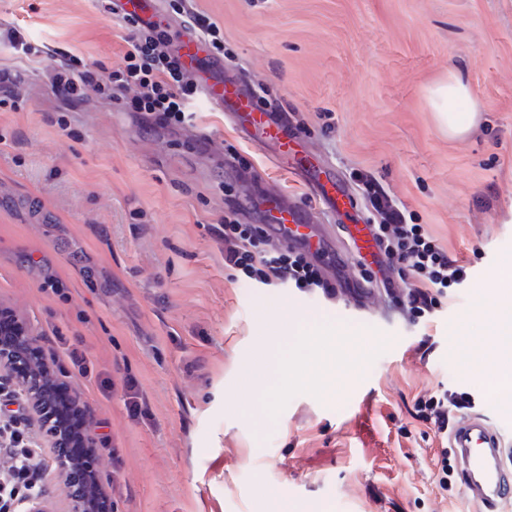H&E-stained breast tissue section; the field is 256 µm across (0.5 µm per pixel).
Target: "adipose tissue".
<instances>
[{
  "mask_svg": "<svg viewBox=\"0 0 512 512\" xmlns=\"http://www.w3.org/2000/svg\"><path fill=\"white\" fill-rule=\"evenodd\" d=\"M434 109L440 124L447 128L449 137L455 138L467 133L475 124L481 104L469 85L456 72H449L447 83L441 84L433 92ZM494 343L486 352L485 364H495L502 353L512 351V295H500L494 314L487 324ZM303 346L307 352L303 367L306 372L315 374L325 384L327 397H334L341 383L342 373L337 365V357L347 350L359 347L354 330L331 323H320L304 334Z\"/></svg>",
  "mask_w": 512,
  "mask_h": 512,
  "instance_id": "ef3b65f1",
  "label": "adipose tissue"
}]
</instances>
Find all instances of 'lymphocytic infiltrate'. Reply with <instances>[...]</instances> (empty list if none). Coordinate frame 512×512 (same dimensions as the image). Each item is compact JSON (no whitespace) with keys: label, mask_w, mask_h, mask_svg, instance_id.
I'll return each mask as SVG.
<instances>
[{"label":"lymphocytic infiltrate","mask_w":512,"mask_h":512,"mask_svg":"<svg viewBox=\"0 0 512 512\" xmlns=\"http://www.w3.org/2000/svg\"><path fill=\"white\" fill-rule=\"evenodd\" d=\"M125 22L133 32L127 40L123 67L103 77L89 68L75 70L67 61L50 72L51 86L56 95L70 101L81 99L87 86H97L108 99L146 117L156 129L179 134L192 120L191 105L198 85L154 26L132 15L126 16ZM132 87L138 93L130 98L126 92ZM364 191L380 217L372 232L382 255L377 266H363L365 283L399 277L406 289L390 293V302L414 320L431 321L442 297L451 295L453 288L467 279L466 267L449 257L423 225L408 223L401 208L378 184L365 181ZM227 208V214L209 227L222 246L225 266L267 287H294L328 300L338 299L335 279L315 257L275 243L265 225L240 223L237 215L244 206L237 198H229ZM66 361L87 373L86 359L76 347H64L62 353L49 357L32 347L9 376L0 379V512H28L29 500L42 493L51 468L32 428L30 401L21 387L22 380L36 375L45 386L52 427L68 442L77 475L91 487L90 512H111L113 508L92 466L98 451L110 449L112 438L105 433L90 434L84 410L68 385L52 376V367ZM471 407L468 393L452 389L421 397L414 405L416 417L441 433L449 432Z\"/></svg>","instance_id":"f902f5d3"}]
</instances>
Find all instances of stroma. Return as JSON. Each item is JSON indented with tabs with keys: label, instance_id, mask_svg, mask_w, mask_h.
Here are the masks:
<instances>
[{
	"label": "stroma",
	"instance_id": "1",
	"mask_svg": "<svg viewBox=\"0 0 512 512\" xmlns=\"http://www.w3.org/2000/svg\"><path fill=\"white\" fill-rule=\"evenodd\" d=\"M224 41L221 64L261 105L283 107L321 169L351 194L354 221L377 216L362 176L394 198L467 266L470 278L429 323L372 314L295 288L236 279L208 226L226 194L274 183L316 208L314 186L245 140L195 99L192 127L156 132L87 88L53 93L60 51L98 71L123 62L131 34L101 0H0V68L20 71V111H0V306L43 350L55 332L90 373L65 379L114 452L96 471L116 512H483L458 476L439 485L448 439L413 414L448 388L482 397L512 446L489 345L494 293L512 291V0H194ZM458 72L481 103L465 136L439 126L430 90ZM60 280L65 297L45 291ZM340 321L359 334L342 355L335 398L317 382L287 383L262 362L282 320ZM134 379L148 414L132 417Z\"/></svg>",
	"mask_w": 512,
	"mask_h": 512
}]
</instances>
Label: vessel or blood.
<instances>
[{"mask_svg":"<svg viewBox=\"0 0 512 512\" xmlns=\"http://www.w3.org/2000/svg\"><path fill=\"white\" fill-rule=\"evenodd\" d=\"M177 56L182 64L200 79L203 96L233 113L236 120L248 124L252 142L264 151L275 153L283 146L279 124L274 122L257 102L245 95L233 81L210 77L207 71L208 50L194 34L180 31ZM275 208L280 221L273 232L282 243L305 245L310 251H335L336 245L327 225L315 223L313 215L293 203L279 202ZM358 252L370 257L377 248L371 227L351 224L346 228ZM455 451L462 489L465 495L479 501L484 512H496L500 501L512 499V469L506 461L512 456L491 420L479 412L461 419L448 436Z\"/></svg>","mask_w":512,"mask_h":512,"instance_id":"1","label":"vessel or blood"}]
</instances>
